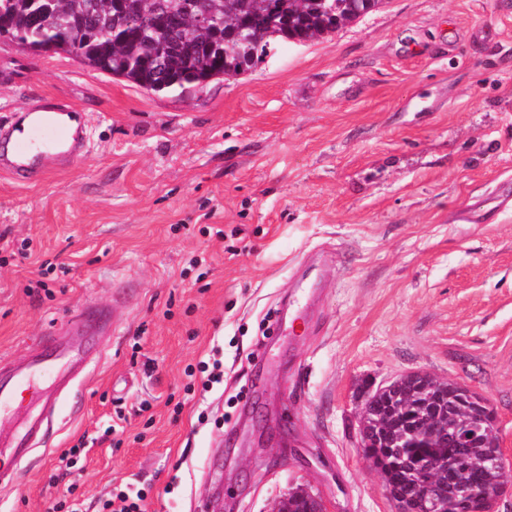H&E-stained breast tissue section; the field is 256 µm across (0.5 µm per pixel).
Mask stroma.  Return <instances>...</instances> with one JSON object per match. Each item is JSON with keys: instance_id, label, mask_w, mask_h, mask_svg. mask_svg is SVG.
Returning a JSON list of instances; mask_svg holds the SVG:
<instances>
[{"instance_id": "stroma-1", "label": "stroma", "mask_w": 512, "mask_h": 512, "mask_svg": "<svg viewBox=\"0 0 512 512\" xmlns=\"http://www.w3.org/2000/svg\"><path fill=\"white\" fill-rule=\"evenodd\" d=\"M45 95L83 113L87 148L37 184L0 175V235L32 243L0 255V360L113 283L133 305L0 512L67 489L99 512L128 482L148 512H270L299 485L329 512H392L357 396L414 370L487 397L512 454V0H380L181 94L0 38V119ZM313 257L315 323L271 335ZM37 278L50 296L25 294Z\"/></svg>"}]
</instances>
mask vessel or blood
Here are the masks:
<instances>
[{
    "instance_id": "vessel-or-blood-1",
    "label": "vessel or blood",
    "mask_w": 512,
    "mask_h": 512,
    "mask_svg": "<svg viewBox=\"0 0 512 512\" xmlns=\"http://www.w3.org/2000/svg\"><path fill=\"white\" fill-rule=\"evenodd\" d=\"M86 145L87 129L76 118L74 107L46 95L28 108L21 123H0V172L17 184H35L49 172L73 163L84 154ZM326 286L321 279L309 285L298 282L294 306L307 310L320 299ZM107 332L99 319L80 314L65 338L44 337L24 364L0 365V412L12 410L18 420L15 428L0 430V447L10 449L15 461L14 467L0 469V485L14 482L20 474V464L45 447L58 406L57 399L48 398L39 410L22 408L15 403L18 391L39 377L51 378L57 391L70 390L76 375L95 352L92 338Z\"/></svg>"
}]
</instances>
